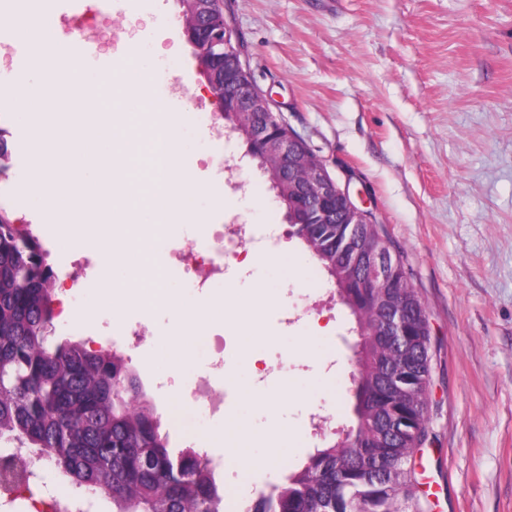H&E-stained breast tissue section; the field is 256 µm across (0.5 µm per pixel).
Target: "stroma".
<instances>
[{"mask_svg": "<svg viewBox=\"0 0 512 512\" xmlns=\"http://www.w3.org/2000/svg\"><path fill=\"white\" fill-rule=\"evenodd\" d=\"M112 2V26L84 64L97 69L130 46L146 79L140 90L111 84L100 102L117 116L168 106L181 162L200 186L198 223L168 225L160 260L210 224H276L284 233L287 263H234L206 290L165 269L182 303L207 296L227 304L216 331L239 345L224 367L225 418L158 386L165 367L156 349L183 330L165 304L128 306L117 317L98 289H72V261L94 251L86 243L69 247L61 224L33 211V133L12 90L41 77L11 8L0 10V46L14 53L0 86L10 150L0 210L34 231L48 253L52 341L86 336L107 345L118 323L144 327V350L125 358L171 447L203 446L229 463L239 453L251 459L224 497V512H234L283 483L320 447L307 435L315 409L330 428L352 424L355 336L344 307L317 298L316 264L291 238L285 209L250 164L245 143L210 138L218 104L178 0ZM224 15L272 111L372 213L427 308L429 440L413 458L422 499L431 512H512V0H224ZM228 159L240 165L247 191L225 189ZM265 294L270 303L249 319ZM64 305L87 310L86 319L61 315ZM316 319L326 326L318 336L311 333Z\"/></svg>", "mask_w": 512, "mask_h": 512, "instance_id": "35a3bbf8", "label": "stroma"}]
</instances>
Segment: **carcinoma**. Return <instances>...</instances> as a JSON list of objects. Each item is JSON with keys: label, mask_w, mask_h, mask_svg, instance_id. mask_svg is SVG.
I'll list each match as a JSON object with an SVG mask.
<instances>
[{"label": "carcinoma", "mask_w": 512, "mask_h": 512, "mask_svg": "<svg viewBox=\"0 0 512 512\" xmlns=\"http://www.w3.org/2000/svg\"><path fill=\"white\" fill-rule=\"evenodd\" d=\"M314 151L300 149L293 168L309 182ZM336 224L292 225L296 237L326 273L332 298L345 307L351 332L368 340L354 345L351 436L323 440L303 467L243 512H426L418 496L416 448L428 439L431 332L427 311L395 256V295L405 311L407 336L382 338V311L346 256L329 246ZM340 228L346 230L350 225ZM55 273L35 235L0 211V444L42 454L78 488L94 489L112 512H222L224 491L208 463L193 449L169 447L161 417L146 398L129 362L110 348L49 339ZM402 372L399 391L388 389L386 369ZM401 422L390 438L388 419ZM25 478L13 456L0 455V488Z\"/></svg>", "instance_id": "obj_1"}]
</instances>
